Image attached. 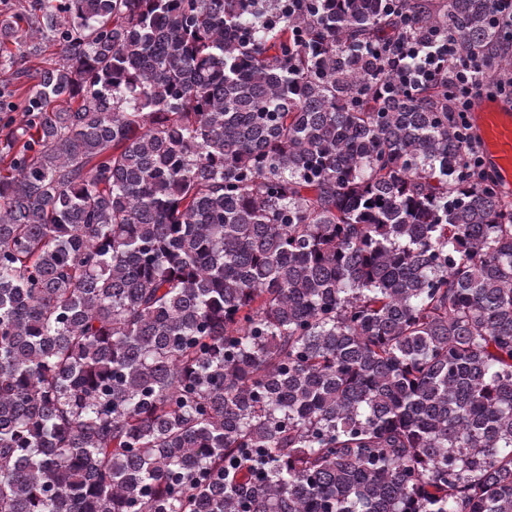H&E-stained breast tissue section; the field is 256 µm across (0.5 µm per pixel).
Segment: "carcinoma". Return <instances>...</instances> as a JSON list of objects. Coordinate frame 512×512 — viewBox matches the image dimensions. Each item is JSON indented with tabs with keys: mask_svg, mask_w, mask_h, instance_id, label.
Segmentation results:
<instances>
[{
	"mask_svg": "<svg viewBox=\"0 0 512 512\" xmlns=\"http://www.w3.org/2000/svg\"><path fill=\"white\" fill-rule=\"evenodd\" d=\"M490 7L0 18V512H512V196L363 50Z\"/></svg>",
	"mask_w": 512,
	"mask_h": 512,
	"instance_id": "1",
	"label": "carcinoma"
}]
</instances>
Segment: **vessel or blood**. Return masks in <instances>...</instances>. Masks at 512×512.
Instances as JSON below:
<instances>
[{
    "mask_svg": "<svg viewBox=\"0 0 512 512\" xmlns=\"http://www.w3.org/2000/svg\"><path fill=\"white\" fill-rule=\"evenodd\" d=\"M486 169L499 189L512 193V100L484 94L473 99L467 114Z\"/></svg>",
    "mask_w": 512,
    "mask_h": 512,
    "instance_id": "vessel-or-blood-1",
    "label": "vessel or blood"
}]
</instances>
